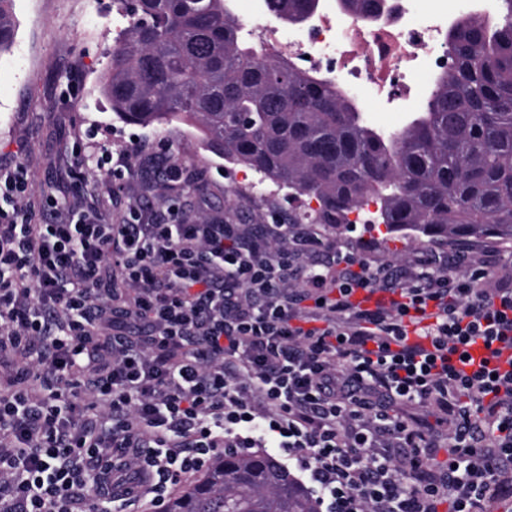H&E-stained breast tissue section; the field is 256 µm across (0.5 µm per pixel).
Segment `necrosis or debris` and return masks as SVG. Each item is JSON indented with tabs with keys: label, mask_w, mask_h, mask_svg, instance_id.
Masks as SVG:
<instances>
[{
	"label": "necrosis or debris",
	"mask_w": 512,
	"mask_h": 512,
	"mask_svg": "<svg viewBox=\"0 0 512 512\" xmlns=\"http://www.w3.org/2000/svg\"><path fill=\"white\" fill-rule=\"evenodd\" d=\"M498 0H381L379 15L363 20L321 0L302 24L270 20L253 0L251 37L284 61L321 77L360 111L411 112L429 83L454 65L450 29L467 19L494 20Z\"/></svg>",
	"instance_id": "obj_1"
}]
</instances>
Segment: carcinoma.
Masks as SVG:
<instances>
[{
    "label": "carcinoma",
    "instance_id": "obj_1",
    "mask_svg": "<svg viewBox=\"0 0 512 512\" xmlns=\"http://www.w3.org/2000/svg\"><path fill=\"white\" fill-rule=\"evenodd\" d=\"M14 0H0V53L14 39ZM132 23L101 88L113 114L142 127L186 120L207 148L314 199L312 224H344L371 196L391 233L512 242V0L499 20L449 32L453 69L424 110L384 135L336 87L249 42L230 0H124ZM320 0H263L304 22ZM358 17L380 0H338ZM167 512H316L270 455L226 452Z\"/></svg>",
    "mask_w": 512,
    "mask_h": 512
}]
</instances>
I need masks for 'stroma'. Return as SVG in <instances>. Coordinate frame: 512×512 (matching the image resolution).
Returning a JSON list of instances; mask_svg holds the SVG:
<instances>
[{
	"mask_svg": "<svg viewBox=\"0 0 512 512\" xmlns=\"http://www.w3.org/2000/svg\"><path fill=\"white\" fill-rule=\"evenodd\" d=\"M113 0H14L17 39L28 44L26 60L0 63V165H25L32 178V200L44 195L59 205L95 208L119 222L129 208L144 216L176 204L182 219L221 217L254 229L288 223L295 208L279 193L255 198L247 184L256 175L202 144L191 124L141 127L113 120L99 79L112 56ZM133 154L132 176L114 183L96 167L101 146ZM177 166L182 184H165L166 166ZM84 185H77L75 170ZM324 242L341 252L393 266L416 257L452 252L445 241L388 232L385 225H321Z\"/></svg>",
	"mask_w": 512,
	"mask_h": 512,
	"instance_id": "stroma-1",
	"label": "stroma"
}]
</instances>
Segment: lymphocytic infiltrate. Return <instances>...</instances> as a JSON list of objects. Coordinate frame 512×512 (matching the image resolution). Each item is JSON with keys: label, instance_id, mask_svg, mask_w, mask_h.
I'll return each instance as SVG.
<instances>
[{"label": "lymphocytic infiltrate", "instance_id": "f902f5d3", "mask_svg": "<svg viewBox=\"0 0 512 512\" xmlns=\"http://www.w3.org/2000/svg\"><path fill=\"white\" fill-rule=\"evenodd\" d=\"M0 167V512H163L215 455L269 448L317 512L512 501V279L468 250L371 265L312 229L118 224ZM490 357L471 355L476 344ZM430 405L448 439L402 410Z\"/></svg>", "mask_w": 512, "mask_h": 512}]
</instances>
